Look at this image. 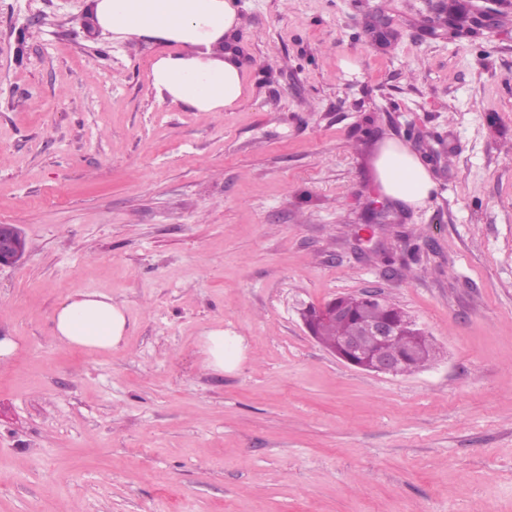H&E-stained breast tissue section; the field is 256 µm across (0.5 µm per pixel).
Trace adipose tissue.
Listing matches in <instances>:
<instances>
[{
    "label": "adipose tissue",
    "instance_id": "adipose-tissue-1",
    "mask_svg": "<svg viewBox=\"0 0 512 512\" xmlns=\"http://www.w3.org/2000/svg\"><path fill=\"white\" fill-rule=\"evenodd\" d=\"M94 11L101 28L174 45L153 66L159 95L201 112H219L242 99L238 65L217 54L239 24L232 0H95ZM373 170L383 196L410 207L423 205L435 187L420 159L395 140L379 145ZM126 330L124 306L102 292H73L53 316L56 341L92 354L120 347ZM199 348L204 367L214 373L239 357L235 337L220 327L206 331Z\"/></svg>",
    "mask_w": 512,
    "mask_h": 512
}]
</instances>
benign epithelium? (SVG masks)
<instances>
[{"instance_id":"1","label":"benign epithelium","mask_w":512,"mask_h":512,"mask_svg":"<svg viewBox=\"0 0 512 512\" xmlns=\"http://www.w3.org/2000/svg\"><path fill=\"white\" fill-rule=\"evenodd\" d=\"M26 255V242L14 224H0V267L16 265ZM383 304L389 302L375 292L349 294L347 300L333 298L322 307L306 306L300 311L301 321L307 333L316 337V328L348 319L357 305ZM424 332L407 315L384 318L370 324L359 335L341 336L327 350L338 359L355 368L388 375L406 373L408 361L417 356L404 341Z\"/></svg>"}]
</instances>
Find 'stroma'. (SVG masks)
Segmentation results:
<instances>
[{
    "instance_id": "35a3bbf8",
    "label": "stroma",
    "mask_w": 512,
    "mask_h": 512,
    "mask_svg": "<svg viewBox=\"0 0 512 512\" xmlns=\"http://www.w3.org/2000/svg\"><path fill=\"white\" fill-rule=\"evenodd\" d=\"M236 4L246 93L200 112L92 0H0V224L27 243L0 269V512H512V0L457 36L439 0ZM389 139L424 206L374 186ZM77 290L124 305L121 347L55 341ZM365 291L430 365L307 335L301 308ZM372 164L375 182L387 199L418 207L430 198L435 187L430 173L402 143L384 141ZM200 353L203 355V365L214 373H223L224 369L236 364L239 349L235 336H224L221 327L212 328L200 337Z\"/></svg>"
}]
</instances>
